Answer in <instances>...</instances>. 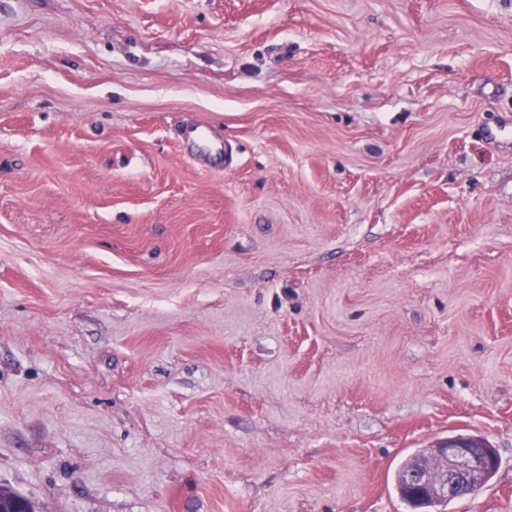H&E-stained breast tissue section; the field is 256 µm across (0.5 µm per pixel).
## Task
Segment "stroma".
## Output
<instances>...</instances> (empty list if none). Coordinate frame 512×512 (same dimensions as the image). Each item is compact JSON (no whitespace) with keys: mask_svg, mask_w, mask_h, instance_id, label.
<instances>
[{"mask_svg":"<svg viewBox=\"0 0 512 512\" xmlns=\"http://www.w3.org/2000/svg\"><path fill=\"white\" fill-rule=\"evenodd\" d=\"M456 434L512 512V0H0V485L411 512ZM428 456L424 451H418L407 459L399 468L396 474V484L401 497L414 509H427L419 512H429L441 506L443 501L435 500L427 496L417 495L410 491L407 483V473L419 460Z\"/></svg>","mask_w":512,"mask_h":512,"instance_id":"stroma-1","label":"stroma"}]
</instances>
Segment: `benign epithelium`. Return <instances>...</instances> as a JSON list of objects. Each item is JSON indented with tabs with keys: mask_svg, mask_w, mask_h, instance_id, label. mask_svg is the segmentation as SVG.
Segmentation results:
<instances>
[{
	"mask_svg": "<svg viewBox=\"0 0 512 512\" xmlns=\"http://www.w3.org/2000/svg\"><path fill=\"white\" fill-rule=\"evenodd\" d=\"M435 452L440 465L430 471H414L409 480L439 499L466 494L477 485L481 474L498 465L494 449L481 436L450 437L439 443Z\"/></svg>",
	"mask_w": 512,
	"mask_h": 512,
	"instance_id": "1",
	"label": "benign epithelium"
}]
</instances>
